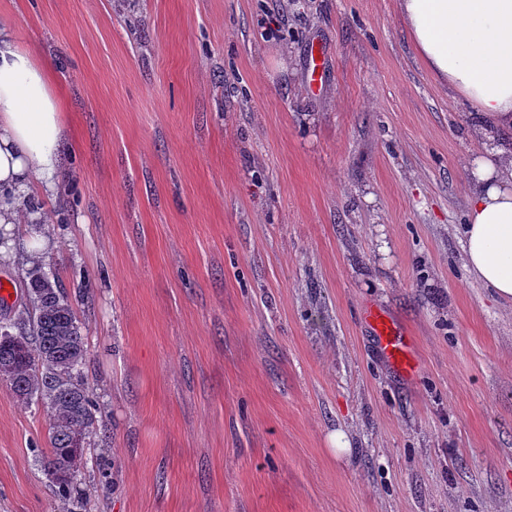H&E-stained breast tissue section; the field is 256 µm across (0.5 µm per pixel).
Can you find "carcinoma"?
Instances as JSON below:
<instances>
[{
    "instance_id": "carcinoma-1",
    "label": "carcinoma",
    "mask_w": 512,
    "mask_h": 512,
    "mask_svg": "<svg viewBox=\"0 0 512 512\" xmlns=\"http://www.w3.org/2000/svg\"><path fill=\"white\" fill-rule=\"evenodd\" d=\"M25 316L0 325V377L20 400L36 399L50 412L48 448L38 462L58 487L66 512H85L82 471L92 454L99 405L84 375L89 361L86 336L67 294L42 265L27 271Z\"/></svg>"
}]
</instances>
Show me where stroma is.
I'll return each instance as SVG.
<instances>
[{"label": "stroma", "mask_w": 512, "mask_h": 512, "mask_svg": "<svg viewBox=\"0 0 512 512\" xmlns=\"http://www.w3.org/2000/svg\"><path fill=\"white\" fill-rule=\"evenodd\" d=\"M69 136L39 227L111 462L90 512H512V303L458 227L486 121L398 0H0ZM328 61L319 92L308 58ZM0 260V322L26 303ZM376 307L416 340L404 377ZM0 381V512H62ZM343 431L348 455L328 436Z\"/></svg>", "instance_id": "stroma-1"}]
</instances>
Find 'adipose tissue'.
<instances>
[{
	"label": "adipose tissue",
	"instance_id": "adipose-tissue-1",
	"mask_svg": "<svg viewBox=\"0 0 512 512\" xmlns=\"http://www.w3.org/2000/svg\"><path fill=\"white\" fill-rule=\"evenodd\" d=\"M420 59L488 122L462 241L468 270L501 300L512 301V151L494 131L512 128V0H400ZM62 99L49 66L15 40L0 18V226L25 225L29 264L46 244L32 193L54 194L64 146Z\"/></svg>",
	"mask_w": 512,
	"mask_h": 512
}]
</instances>
